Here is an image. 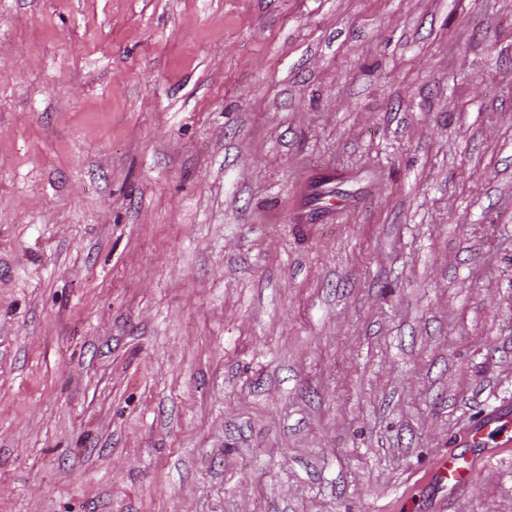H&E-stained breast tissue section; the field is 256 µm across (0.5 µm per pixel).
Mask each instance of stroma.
Instances as JSON below:
<instances>
[{
	"label": "stroma",
	"mask_w": 512,
	"mask_h": 512,
	"mask_svg": "<svg viewBox=\"0 0 512 512\" xmlns=\"http://www.w3.org/2000/svg\"><path fill=\"white\" fill-rule=\"evenodd\" d=\"M512 0H0V512H512ZM486 432L497 433L502 438L501 448H510L512 444V412L494 410L486 414L468 433V437L474 446L479 447ZM476 461L465 455L448 454L436 462L434 475L439 481L448 483L449 493L470 486L474 481Z\"/></svg>",
	"instance_id": "1"
}]
</instances>
